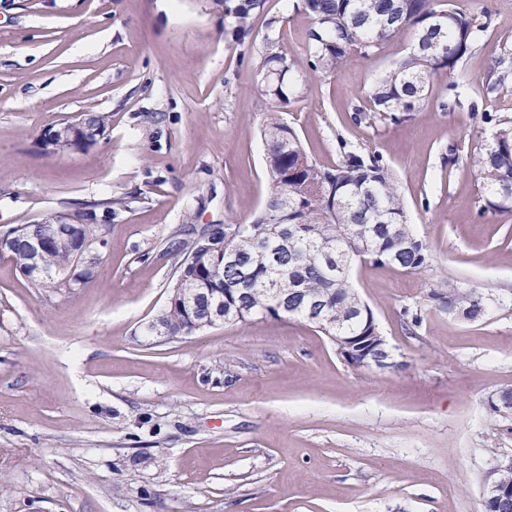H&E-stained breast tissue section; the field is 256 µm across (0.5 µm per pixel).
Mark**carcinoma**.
<instances>
[{"label": "carcinoma", "instance_id": "1", "mask_svg": "<svg viewBox=\"0 0 512 512\" xmlns=\"http://www.w3.org/2000/svg\"><path fill=\"white\" fill-rule=\"evenodd\" d=\"M264 0H243L224 5L235 15L234 38L244 42L251 34L254 11ZM441 0H303L313 25L307 34L309 72L331 74L350 55H377L382 46L409 34L413 48L407 57L386 70L373 84L370 97L374 117L398 122L420 109L433 76L448 71V93L466 81L464 57L472 50L476 33L486 25L453 9L440 10ZM294 61L271 41L253 58V74L268 105L261 137L271 191L264 209L252 223L224 233V294L195 298V317L189 320L186 302L178 295L180 278L189 287L210 283V258L191 252L190 241L173 250L177 281L168 305L147 328L154 335L165 328L175 336H189L212 323L218 311L225 323H250L257 319H303L324 336L376 335L371 309L357 293L352 270L357 264L389 265L421 274L429 267L423 243L413 234L397 181L381 160L346 154L333 168L312 160L296 132L281 117L288 106ZM81 124L102 136L110 115L88 111ZM483 184L491 193L486 208L512 211V118L496 120V130L476 160ZM129 207L125 197L114 196L86 205L76 212L77 236H52L31 267L29 254L19 244L7 249L8 257L27 276L37 278L62 273L68 281L45 284L50 290L71 292L93 276L105 246L104 225L97 210L116 214ZM428 299L441 310L458 305L465 318H485L491 299L477 287L448 281L432 285ZM319 311L309 317L307 305Z\"/></svg>", "mask_w": 512, "mask_h": 512}]
</instances>
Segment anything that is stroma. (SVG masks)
Wrapping results in <instances>:
<instances>
[{
  "label": "stroma",
  "mask_w": 512,
  "mask_h": 512,
  "mask_svg": "<svg viewBox=\"0 0 512 512\" xmlns=\"http://www.w3.org/2000/svg\"><path fill=\"white\" fill-rule=\"evenodd\" d=\"M448 2L490 19L463 60L485 94L469 83L441 109L442 70L419 112L358 123L409 36L312 78L301 0H265L241 44L216 0H0V231L135 198L73 293L35 287L0 254V512H480L494 454L512 456V417L488 406L512 388V214L482 211L474 165L493 119L512 117V0ZM271 36L295 61L283 117L308 155L379 157L428 251L421 275L353 270L395 368L350 367L292 318L146 333L169 301L175 243L265 206L248 59ZM89 110L110 115L95 144L45 145ZM440 280L494 304L478 322L449 316L427 299ZM416 306L413 333L402 311Z\"/></svg>",
  "instance_id": "1"
}]
</instances>
